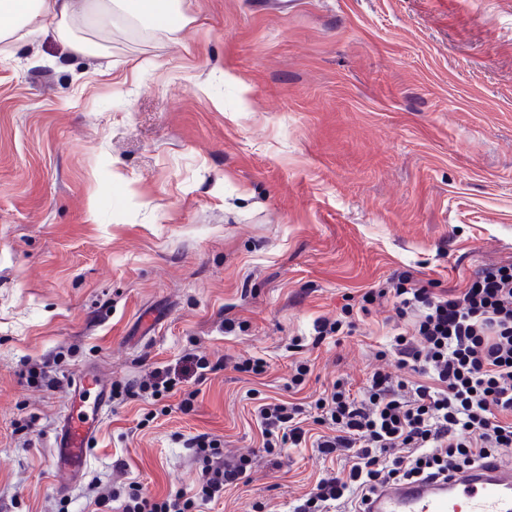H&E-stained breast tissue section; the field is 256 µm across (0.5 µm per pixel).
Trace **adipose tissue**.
Returning a JSON list of instances; mask_svg holds the SVG:
<instances>
[{
	"mask_svg": "<svg viewBox=\"0 0 512 512\" xmlns=\"http://www.w3.org/2000/svg\"><path fill=\"white\" fill-rule=\"evenodd\" d=\"M118 17L152 28L182 19L177 0H0V42L51 35L81 52L87 47L82 30L109 27Z\"/></svg>",
	"mask_w": 512,
	"mask_h": 512,
	"instance_id": "1",
	"label": "adipose tissue"
}]
</instances>
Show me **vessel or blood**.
<instances>
[{"instance_id": "vessel-or-blood-1", "label": "vessel or blood", "mask_w": 512, "mask_h": 512, "mask_svg": "<svg viewBox=\"0 0 512 512\" xmlns=\"http://www.w3.org/2000/svg\"><path fill=\"white\" fill-rule=\"evenodd\" d=\"M110 407L98 371L74 379L52 436V465L64 478L58 493L84 476ZM359 512H512V465L493 460L445 478L396 483L376 490Z\"/></svg>"}]
</instances>
